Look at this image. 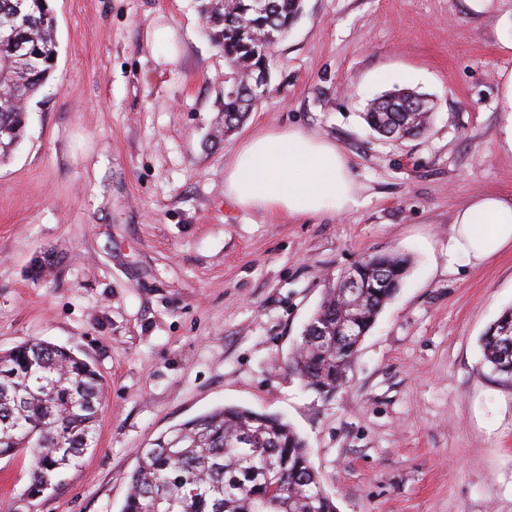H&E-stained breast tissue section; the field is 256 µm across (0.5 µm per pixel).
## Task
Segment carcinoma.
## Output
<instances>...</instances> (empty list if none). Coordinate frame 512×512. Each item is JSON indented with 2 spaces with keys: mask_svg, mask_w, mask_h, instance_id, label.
<instances>
[{
  "mask_svg": "<svg viewBox=\"0 0 512 512\" xmlns=\"http://www.w3.org/2000/svg\"><path fill=\"white\" fill-rule=\"evenodd\" d=\"M199 12L228 67L221 132L227 135L258 105L252 76L269 69L275 45L303 13V0H198ZM19 16L26 42L39 49L20 57L11 31L0 32V162L21 143L26 102L55 70L58 47L48 0H0V23ZM423 95L399 90L372 100L363 119L388 139L416 137L428 127ZM411 266L401 253L359 260L329 288L308 320L292 369L304 386L331 394L347 378L354 355ZM347 276L363 288L343 294ZM353 324L352 334L342 329ZM491 370L512 378V308L481 337ZM104 396L99 372L73 350L31 340L0 352V457H31L30 498L55 489L59 474L94 445ZM121 512H336L312 470L306 444L282 418L221 407L187 420L142 450Z\"/></svg>",
  "mask_w": 512,
  "mask_h": 512,
  "instance_id": "cac0c4a2",
  "label": "carcinoma"
}]
</instances>
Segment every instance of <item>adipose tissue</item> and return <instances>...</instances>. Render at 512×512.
<instances>
[{"label": "adipose tissue", "mask_w": 512, "mask_h": 512, "mask_svg": "<svg viewBox=\"0 0 512 512\" xmlns=\"http://www.w3.org/2000/svg\"><path fill=\"white\" fill-rule=\"evenodd\" d=\"M224 194L243 209L306 217L356 205V185L336 144L293 128L251 138L224 172ZM512 244V197L463 204L448 237L449 255L482 261Z\"/></svg>", "instance_id": "obj_1"}]
</instances>
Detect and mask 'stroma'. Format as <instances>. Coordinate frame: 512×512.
I'll return each instance as SVG.
<instances>
[{"label":"stroma","instance_id":"stroma-1","mask_svg":"<svg viewBox=\"0 0 512 512\" xmlns=\"http://www.w3.org/2000/svg\"><path fill=\"white\" fill-rule=\"evenodd\" d=\"M49 4L56 71L0 163V351L74 348L106 394L94 448L59 486L28 499L29 455L0 458V501L121 512L140 449L239 406L296 428L337 512H512V379L479 343L512 307V245L448 257L463 203L512 196V0H304L226 138L227 68L197 0ZM398 88L430 101L420 137L385 140L362 118ZM291 126L344 152L356 207L291 217L225 198L242 143ZM388 252L412 265L346 383L304 389L289 362L326 288Z\"/></svg>","mask_w":512,"mask_h":512}]
</instances>
